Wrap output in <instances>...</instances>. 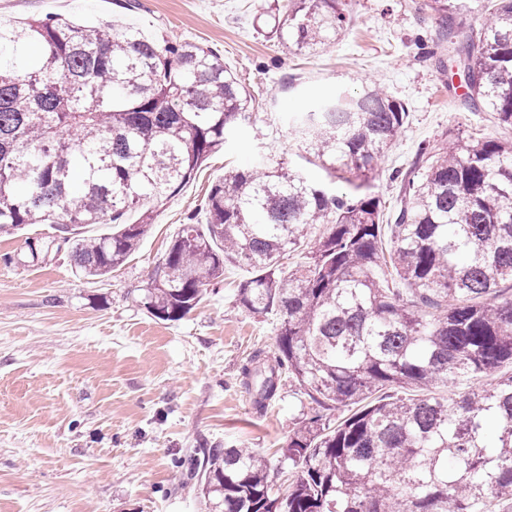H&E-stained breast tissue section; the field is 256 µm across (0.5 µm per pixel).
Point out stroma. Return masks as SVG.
Here are the masks:
<instances>
[{
	"label": "stroma",
	"mask_w": 512,
	"mask_h": 512,
	"mask_svg": "<svg viewBox=\"0 0 512 512\" xmlns=\"http://www.w3.org/2000/svg\"><path fill=\"white\" fill-rule=\"evenodd\" d=\"M0 0V24L56 16L76 24L116 21L152 40L186 39L220 54L251 95L255 124L211 156L155 207L138 250L101 279L75 276L67 252L38 264L27 242L57 236L35 224L0 237V512H207L198 479L178 462L198 448H252L269 461L276 490L293 472L280 450L312 403L282 379L265 408L242 371L255 353L273 355L276 314L237 303L249 272L230 265L185 318L161 321L141 303L150 276L188 216L205 217L211 186L257 157L295 159L288 113L335 93L384 86L407 122L379 165L381 221L394 223L406 171L422 144L512 130L461 104L460 58L426 0H349L340 40L315 53L286 48L260 18L276 0Z\"/></svg>",
	"instance_id": "stroma-1"
}]
</instances>
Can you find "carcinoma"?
<instances>
[{
  "instance_id": "obj_1",
  "label": "carcinoma",
  "mask_w": 512,
  "mask_h": 512,
  "mask_svg": "<svg viewBox=\"0 0 512 512\" xmlns=\"http://www.w3.org/2000/svg\"><path fill=\"white\" fill-rule=\"evenodd\" d=\"M460 0H428L459 37L462 104L512 129V0H494L478 29L458 34ZM272 30L314 53L344 35L346 0H283ZM408 112L379 87L314 102L291 131L325 179L257 159L212 185L206 223L180 226L141 303L155 318L189 314L224 265L247 267L239 306L280 316L276 352L244 376L262 408L282 373L313 413L288 438L295 471L273 491L248 448H206L180 462L210 487L212 512H475L512 506V374L495 386L408 399L450 378L512 364V139L448 133L395 174L404 193L390 248L381 247L379 163ZM254 120L248 97L213 50L158 43L133 27L61 18L0 24V235L26 224H110L67 244L75 275L103 278L135 252L159 202ZM141 212L140 221L126 223ZM326 231L308 239L317 225ZM307 243V261L281 260ZM403 284L391 288L385 274ZM389 388L393 395L370 400ZM355 406L332 427L323 412Z\"/></svg>"
}]
</instances>
